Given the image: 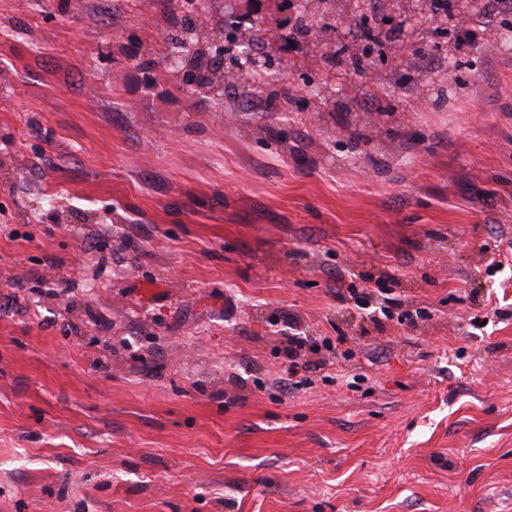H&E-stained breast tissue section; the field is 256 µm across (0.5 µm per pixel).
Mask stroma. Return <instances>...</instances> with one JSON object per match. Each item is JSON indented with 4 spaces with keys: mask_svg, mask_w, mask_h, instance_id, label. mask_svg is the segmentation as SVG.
Here are the masks:
<instances>
[{
    "mask_svg": "<svg viewBox=\"0 0 512 512\" xmlns=\"http://www.w3.org/2000/svg\"><path fill=\"white\" fill-rule=\"evenodd\" d=\"M303 3L211 2L275 112L165 72L166 0H0V512H512V10ZM414 12L415 16H425L429 23L440 25H447L448 29L460 25L465 20L480 14L482 10L481 0H455V10L451 15L444 16L429 12L426 9V0L415 1ZM443 17L448 18V22ZM252 28H256V30L255 34L252 35V38L249 41L250 45H248V47H243L240 50V54L235 56V60L238 68L249 71L252 74L254 80L257 77H263V73L267 68L268 62L266 59L262 60V58L255 54L254 42H259L261 41L260 39H262L260 37L262 31L260 25L252 26ZM319 346L316 342H311L307 337L288 336V345L284 349V357L288 360L286 373L294 377L300 371L307 372L311 369V363L307 360L299 362L303 352L316 353Z\"/></svg>",
    "mask_w": 512,
    "mask_h": 512,
    "instance_id": "1",
    "label": "stroma"
}]
</instances>
